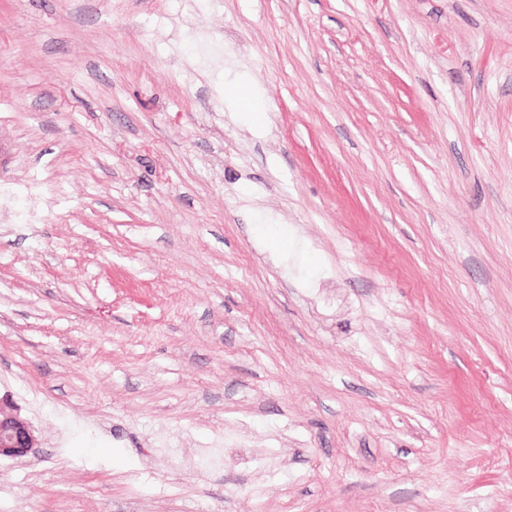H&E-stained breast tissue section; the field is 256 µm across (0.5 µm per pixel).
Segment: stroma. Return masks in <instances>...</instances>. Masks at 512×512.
I'll list each match as a JSON object with an SVG mask.
<instances>
[{"label":"stroma","mask_w":512,"mask_h":512,"mask_svg":"<svg viewBox=\"0 0 512 512\" xmlns=\"http://www.w3.org/2000/svg\"><path fill=\"white\" fill-rule=\"evenodd\" d=\"M0 187V512H512V0H0ZM38 448V439L30 423L0 400V460L23 458Z\"/></svg>","instance_id":"35a3bbf8"}]
</instances>
